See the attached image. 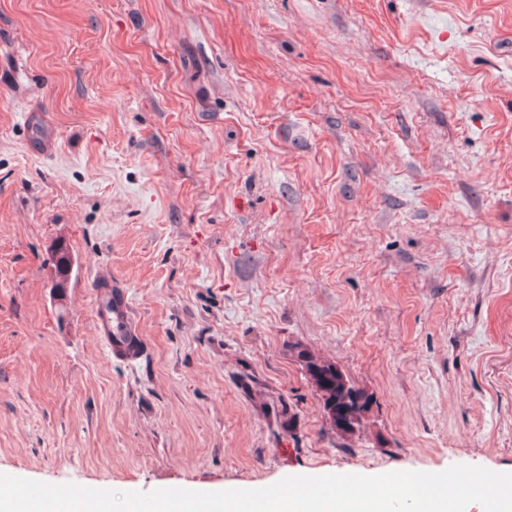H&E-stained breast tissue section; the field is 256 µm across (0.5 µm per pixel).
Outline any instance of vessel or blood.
I'll list each match as a JSON object with an SVG mask.
<instances>
[{
  "mask_svg": "<svg viewBox=\"0 0 512 512\" xmlns=\"http://www.w3.org/2000/svg\"><path fill=\"white\" fill-rule=\"evenodd\" d=\"M98 296L102 303L97 307V330L111 355L124 360L137 358L141 343L132 326L125 298L108 288L100 289Z\"/></svg>",
  "mask_w": 512,
  "mask_h": 512,
  "instance_id": "b4317fda",
  "label": "vessel or blood"
}]
</instances>
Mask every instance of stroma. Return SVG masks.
<instances>
[{"label":"stroma","mask_w":512,"mask_h":512,"mask_svg":"<svg viewBox=\"0 0 512 512\" xmlns=\"http://www.w3.org/2000/svg\"><path fill=\"white\" fill-rule=\"evenodd\" d=\"M298 345L371 396L359 434ZM456 464L512 472V0H0V472ZM55 261L56 264L59 265V279L55 280L52 287L58 297H63L64 291L62 289L66 288V284L72 271V259L64 245L57 250L55 254ZM98 307L96 324L98 333L106 341L111 355L118 359L131 360L137 358L141 343L130 320V312L125 298L117 293L112 294L111 288H101L97 293ZM110 307L103 305L105 298H112ZM119 334L124 338L119 340Z\"/></svg>","instance_id":"obj_1"}]
</instances>
